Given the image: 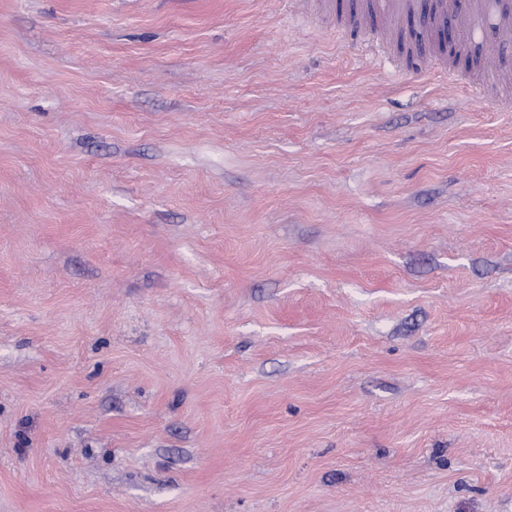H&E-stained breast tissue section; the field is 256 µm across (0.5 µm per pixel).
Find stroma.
<instances>
[{"instance_id": "35a3bbf8", "label": "stroma", "mask_w": 512, "mask_h": 512, "mask_svg": "<svg viewBox=\"0 0 512 512\" xmlns=\"http://www.w3.org/2000/svg\"><path fill=\"white\" fill-rule=\"evenodd\" d=\"M289 0H0V512H512V112Z\"/></svg>"}]
</instances>
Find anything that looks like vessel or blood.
Masks as SVG:
<instances>
[{"instance_id": "obj_1", "label": "vessel or blood", "mask_w": 512, "mask_h": 512, "mask_svg": "<svg viewBox=\"0 0 512 512\" xmlns=\"http://www.w3.org/2000/svg\"><path fill=\"white\" fill-rule=\"evenodd\" d=\"M310 12H345L350 31L379 35L384 42L404 37L416 26L423 37L447 28L481 36L489 59L512 48V0H375L372 9L358 11L352 0H299Z\"/></svg>"}]
</instances>
